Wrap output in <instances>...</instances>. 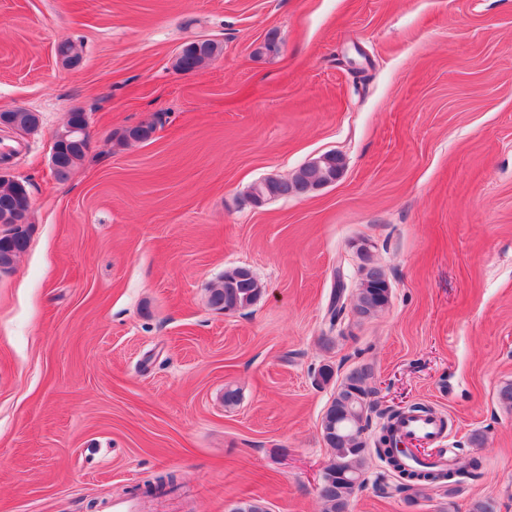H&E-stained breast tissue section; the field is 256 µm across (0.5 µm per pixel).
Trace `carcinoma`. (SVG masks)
Here are the masks:
<instances>
[{
    "label": "carcinoma",
    "mask_w": 512,
    "mask_h": 512,
    "mask_svg": "<svg viewBox=\"0 0 512 512\" xmlns=\"http://www.w3.org/2000/svg\"><path fill=\"white\" fill-rule=\"evenodd\" d=\"M206 49L200 53L195 52L193 43L185 44L182 55L175 60L174 67L178 70H198L217 57L221 51V45L214 40L205 41ZM20 128L28 134H33L40 127V117L35 112L21 110L14 113ZM154 131L151 124H141L128 127L119 135L117 144L126 146L131 142H144ZM88 154V150L81 147H69L64 153L63 161L56 169L55 175L65 181L73 170L81 164ZM312 178V172L307 166H302L291 179L267 178L265 182L270 189V197L298 196L305 189ZM27 190V184L17 182H0V214L4 211L18 209L22 202L21 194ZM32 225H27L21 233L0 237V264L5 262L14 266L18 258L29 245ZM360 281L356 299L360 302V313L371 316L384 309L390 302V298L384 295L385 280L382 279V268L374 263L362 265L359 268ZM240 267L230 268L224 271L217 282L208 289V305L218 311L224 310V304L232 303L238 310H245L252 306L261 296L262 288L257 278L248 281L240 280ZM343 270L336 268V289L330 302L327 317L330 325L340 320L345 310V283ZM367 366H358L351 369L342 379L336 389L331 404L325 411L321 427L337 430V436L325 442L329 448L330 459L333 465L329 469L337 467L347 470V475L366 473L370 447H375L377 455L383 458L387 465L403 479V483L396 486L399 492H407L419 489L440 488L443 482L456 480L461 483L463 478L476 476L480 463L475 458H463L455 460L453 466L446 470H435L427 465L417 468H408L400 456L392 454L389 449L395 447L393 438V421L402 414L400 410H386L381 415L387 419L380 433L373 439L361 438L366 432L371 414L376 412L375 402L371 396L375 394L374 388L368 385ZM359 489L343 478L332 479L321 483L319 497L324 504L323 512H341L345 505H351Z\"/></svg>",
    "instance_id": "cac0c4a2"
}]
</instances>
